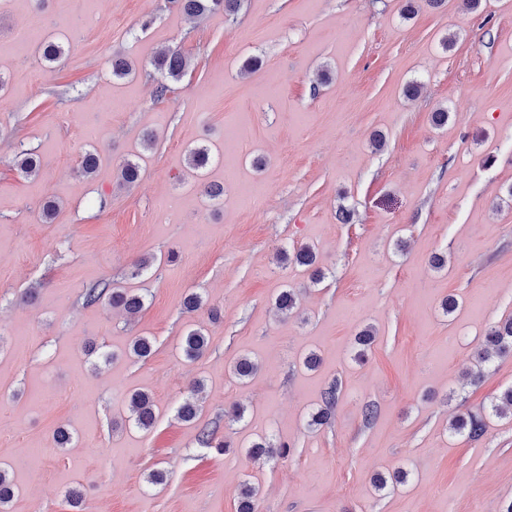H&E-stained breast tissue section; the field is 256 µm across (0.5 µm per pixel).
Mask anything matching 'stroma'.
<instances>
[{"label":"stroma","instance_id":"35a3bbf8","mask_svg":"<svg viewBox=\"0 0 512 512\" xmlns=\"http://www.w3.org/2000/svg\"><path fill=\"white\" fill-rule=\"evenodd\" d=\"M414 5L408 15L405 0H241L235 15L190 20L173 0H0L9 512H74L72 490L84 512H237L244 484L261 512H502L512 502V414L489 407L512 387V352L467 382L486 329L512 318V0L475 12L461 0ZM36 12L65 47L56 67L18 41ZM166 46L192 64L160 99L153 60ZM116 56L132 74L113 77ZM251 58L258 67L242 73ZM440 108L449 118L437 128ZM195 146L210 150L220 201L197 191ZM23 148L41 158L37 177L13 166ZM88 151L99 166L84 177ZM125 159L141 169L130 186L119 183ZM342 208L350 223L337 220ZM303 246L318 255L319 283L276 259ZM149 256L158 271L135 275ZM99 280L144 294V310L130 322L107 303L85 305L83 288ZM287 289L296 307L283 320L275 299ZM192 290L206 307L189 314ZM450 296L459 306L448 315ZM191 325L211 338L193 363L179 346ZM367 326L375 339L359 361L355 336ZM137 336L153 342L147 359L128 353ZM91 343L114 360L94 368ZM312 352L320 362L309 369ZM244 356L260 366L245 384L232 373ZM193 379L203 410L185 423L177 409ZM335 381L331 424L308 427ZM136 390L154 401L151 430L127 420ZM236 402L244 417L225 424ZM468 414L484 418L480 440L450 428ZM61 427L70 447L54 440ZM205 428L230 451L200 445ZM265 437L289 443V455L250 458ZM26 448L39 471L21 465ZM399 469L406 483L375 489L374 475ZM155 470L165 478L152 485Z\"/></svg>","mask_w":512,"mask_h":512}]
</instances>
